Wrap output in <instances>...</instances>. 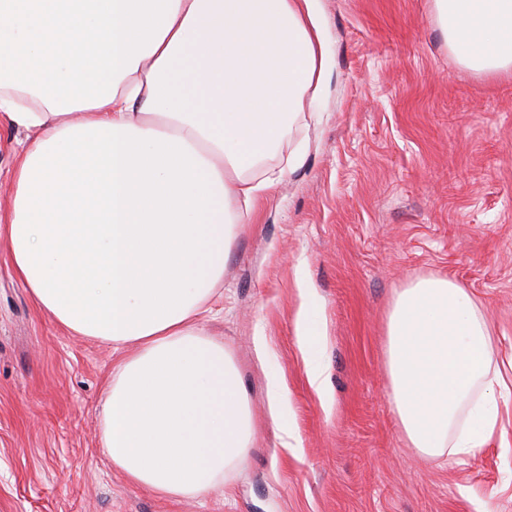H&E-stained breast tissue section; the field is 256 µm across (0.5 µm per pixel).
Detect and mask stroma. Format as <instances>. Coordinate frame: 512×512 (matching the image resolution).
I'll return each mask as SVG.
<instances>
[{"label":"stroma","instance_id":"obj_1","mask_svg":"<svg viewBox=\"0 0 512 512\" xmlns=\"http://www.w3.org/2000/svg\"><path fill=\"white\" fill-rule=\"evenodd\" d=\"M316 9L330 54L323 110L269 159L283 180L238 227L224 308L206 323L248 390L250 452L200 499L133 484L101 441L116 352L38 308L0 236V512H512V447L421 459L400 429L386 354L397 293L447 277L479 303L512 380V73L461 66L432 0ZM26 140L0 122L1 204ZM304 288L323 330L326 404L296 337ZM275 378L294 428L286 443Z\"/></svg>","mask_w":512,"mask_h":512}]
</instances>
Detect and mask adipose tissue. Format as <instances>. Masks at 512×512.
I'll use <instances>...</instances> for the list:
<instances>
[{
	"label": "adipose tissue",
	"mask_w": 512,
	"mask_h": 512,
	"mask_svg": "<svg viewBox=\"0 0 512 512\" xmlns=\"http://www.w3.org/2000/svg\"><path fill=\"white\" fill-rule=\"evenodd\" d=\"M432 10L459 64L512 73V0ZM326 64L312 0H0V120L28 133L1 230L34 302L118 351L102 444L134 484L199 499L251 447L247 389L202 320L238 224L281 179L260 165ZM302 296L296 332L322 394L316 302ZM387 358L412 447L485 452L506 382L466 288L402 289Z\"/></svg>",
	"instance_id": "adipose-tissue-1"
}]
</instances>
